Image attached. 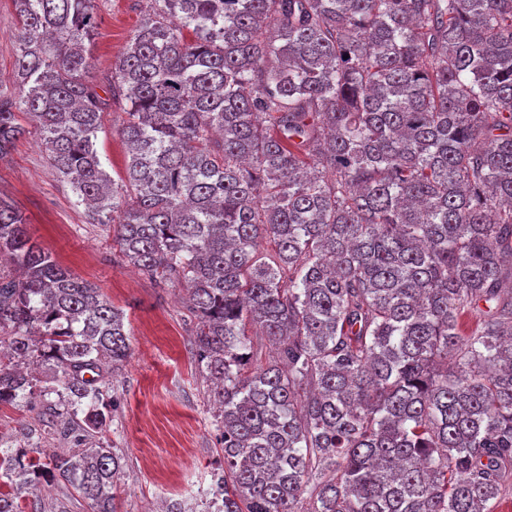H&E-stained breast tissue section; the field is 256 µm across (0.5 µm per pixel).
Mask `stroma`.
<instances>
[{
    "mask_svg": "<svg viewBox=\"0 0 512 512\" xmlns=\"http://www.w3.org/2000/svg\"><path fill=\"white\" fill-rule=\"evenodd\" d=\"M143 0H94L89 44L97 74L111 71L139 26ZM18 22L12 0H0V91L12 93ZM120 106L105 116L97 149L110 177L122 176L128 155L117 133ZM0 195L27 220L31 236L56 260L95 284L123 310L132 354L109 384L113 409L101 439L119 448L123 473L117 512H154L160 502L200 505L210 475L224 465L210 384L190 351L182 292L143 274L112 247V229L88 223L31 133L0 159Z\"/></svg>",
    "mask_w": 512,
    "mask_h": 512,
    "instance_id": "stroma-1",
    "label": "stroma"
}]
</instances>
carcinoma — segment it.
<instances>
[{"instance_id": "obj_1", "label": "carcinoma", "mask_w": 512, "mask_h": 512, "mask_svg": "<svg viewBox=\"0 0 512 512\" xmlns=\"http://www.w3.org/2000/svg\"><path fill=\"white\" fill-rule=\"evenodd\" d=\"M147 2L98 78L93 0H13L0 157L29 115L88 223L186 291L224 450L201 512H493L512 493V0ZM117 104L113 184L96 141ZM130 356L124 313L0 197V405L50 406L29 370L48 364L55 417L83 414L46 462L0 448V512H69L45 480L117 512L122 454L81 444Z\"/></svg>"}]
</instances>
